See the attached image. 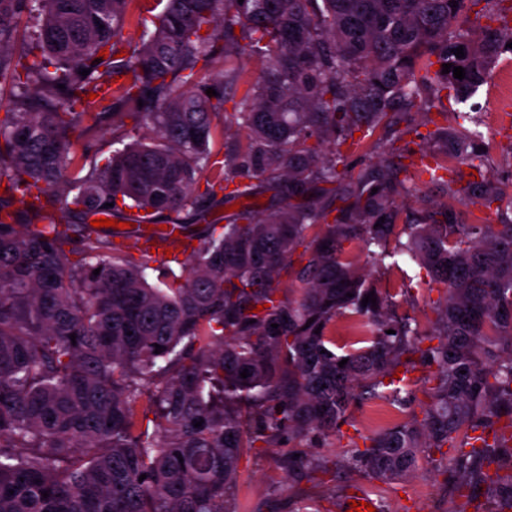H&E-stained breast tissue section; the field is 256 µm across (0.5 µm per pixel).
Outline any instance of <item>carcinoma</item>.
Masks as SVG:
<instances>
[{
    "instance_id": "1",
    "label": "carcinoma",
    "mask_w": 512,
    "mask_h": 512,
    "mask_svg": "<svg viewBox=\"0 0 512 512\" xmlns=\"http://www.w3.org/2000/svg\"><path fill=\"white\" fill-rule=\"evenodd\" d=\"M482 1L489 24L473 41L458 20ZM130 2L0 0V84L21 89L18 109L0 116V512H231L224 497L245 449L279 448L284 476L309 475L318 463L306 449L339 432L358 399L404 405L418 363L434 368L435 381L422 422L373 435L352 460L388 483L416 468L421 449L446 446L452 470L486 484L483 512H502L512 474L493 480L485 468L512 451V224L490 213L462 224L452 204L420 198L398 252L448 288L435 307L438 343L424 350L345 245L388 256L397 198L421 185L409 144L395 146L405 136L481 171L470 113L451 126L428 119L434 128L424 133L410 115L439 109L450 94L465 103L488 82L512 53V4L157 0L154 30L126 46ZM25 12L40 23L43 53L20 63L3 49ZM243 54L261 61L258 73L237 65ZM218 59L224 68L209 74ZM447 63L465 78L442 73ZM121 75L128 82L92 111L87 96ZM128 119L148 125L154 141L129 142L102 166L89 146L74 151V135L97 129L124 140ZM218 120L241 136L222 152L211 148ZM380 130L387 138L372 148H387L389 159L353 173ZM428 184L488 210L503 200L483 176ZM242 199L217 232L212 211ZM337 199L345 206L327 224ZM184 211L196 223L173 228L190 270L153 286L145 271L156 258L137 245L143 227ZM94 215L136 228H95ZM309 236L294 271L303 292L282 300L278 277ZM371 292L376 304L362 305ZM340 316L374 327L368 345L336 353ZM400 365L406 375L392 378ZM145 394L152 419L139 412Z\"/></svg>"
}]
</instances>
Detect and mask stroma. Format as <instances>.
Here are the masks:
<instances>
[{
	"instance_id": "obj_1",
	"label": "stroma",
	"mask_w": 512,
	"mask_h": 512,
	"mask_svg": "<svg viewBox=\"0 0 512 512\" xmlns=\"http://www.w3.org/2000/svg\"><path fill=\"white\" fill-rule=\"evenodd\" d=\"M495 78L480 88L466 105L448 100V112H471L484 130L483 172L487 178L512 182V130L506 122L512 117V104L502 95L498 82L502 67H495ZM347 256L368 285L392 295L393 310L411 318L421 336V347H428L434 331V308L445 296L444 285L432 282L425 269L403 257L394 256L376 264L364 251L348 246ZM365 404L350 407L341 433L323 440L312 454L321 468L310 476L285 481L277 467L272 448H252L243 456L236 485L226 506L231 512H344L343 503L352 493L362 492L375 499L381 512H468L470 503L453 488L448 453L423 449L415 470L390 483L371 479L360 469L347 465L352 447H365L375 427L364 421Z\"/></svg>"
}]
</instances>
